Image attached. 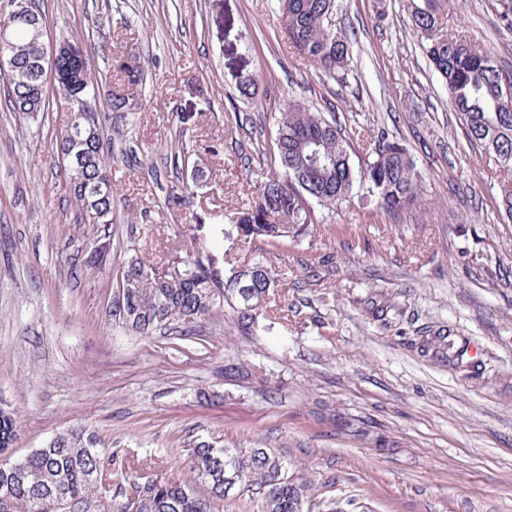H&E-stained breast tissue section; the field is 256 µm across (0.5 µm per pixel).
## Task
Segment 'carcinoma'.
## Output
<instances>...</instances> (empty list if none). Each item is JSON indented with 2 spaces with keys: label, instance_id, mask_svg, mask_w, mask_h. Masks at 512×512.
Returning <instances> with one entry per match:
<instances>
[{
  "label": "carcinoma",
  "instance_id": "carcinoma-1",
  "mask_svg": "<svg viewBox=\"0 0 512 512\" xmlns=\"http://www.w3.org/2000/svg\"><path fill=\"white\" fill-rule=\"evenodd\" d=\"M281 4L288 40L296 52L321 77H342L350 45L331 27L334 0H281ZM407 10L470 144L493 157L504 172H511L512 97L505 95V86L512 87V68L496 64L476 41L442 32L448 0H408ZM8 52L15 69L0 80L12 111L35 118L65 94L79 98L73 104L71 123L56 139V150L78 154V160L65 163V169L80 223L92 226L98 238L110 237L117 188L107 171L99 114L87 105L95 94L87 51L80 57H57L51 83L31 77L32 61L40 53L31 27L11 28ZM120 73L129 87L143 82L144 72L136 64L123 65ZM354 137L336 119L289 102L280 113L274 139L280 171L255 186L256 198L240 217L244 237L261 238L272 247L301 240L314 229L312 204L338 205L357 181L367 185L390 216L415 208L422 176L407 149L384 139L367 149L373 158L357 169L350 156ZM190 194V182L183 178L171 186L169 203L180 204ZM500 211L512 216V176L500 182ZM120 277L130 279L131 287L120 293L117 311L128 329L145 335L173 322L192 328L225 304L239 324L247 326L278 285L277 274L263 261L244 265L223 281L194 254L176 256L161 267L132 257ZM16 429L15 417L0 409V455L11 448ZM100 445L94 434L72 429L16 462L0 463V499H6L7 512H49L50 500L58 496L71 504L88 498L109 477ZM191 458L195 478L207 487L208 496L175 478L135 483V496L118 505L117 512H215L214 503L227 498L230 490L254 486L263 490L258 512H310L307 485L284 477L279 457L268 448L236 451L200 443Z\"/></svg>",
  "mask_w": 512,
  "mask_h": 512
}]
</instances>
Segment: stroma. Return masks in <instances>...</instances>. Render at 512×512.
Returning a JSON list of instances; mask_svg holds the SVG:
<instances>
[{"label":"stroma","instance_id":"1","mask_svg":"<svg viewBox=\"0 0 512 512\" xmlns=\"http://www.w3.org/2000/svg\"><path fill=\"white\" fill-rule=\"evenodd\" d=\"M50 39L87 43L94 77L144 79L107 112L120 201L105 262L55 152L65 113L28 119L0 97V408L13 459L73 428L97 435L112 484L75 512H113L139 483L189 477L200 441L268 448L314 512H512V222L502 168L473 148L403 0H335L353 46L337 81L294 55L278 0H43ZM512 0H448L445 30L512 67ZM249 94H242V86ZM404 145L423 178L389 217L362 184L316 231L271 249L239 212L278 167L288 101ZM204 176L169 205L170 146ZM196 253L228 276L269 257L281 286L251 329L232 309L129 333L125 262Z\"/></svg>","mask_w":512,"mask_h":512}]
</instances>
